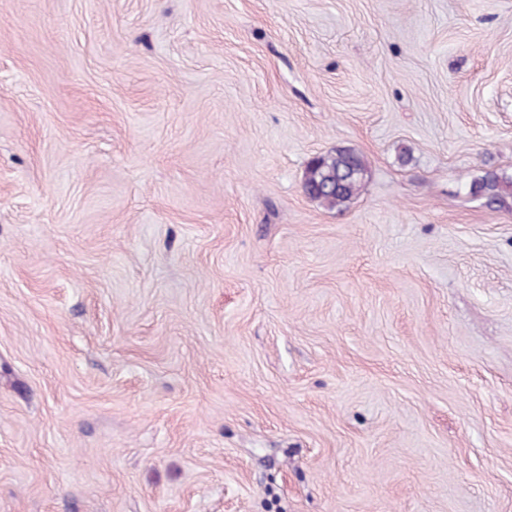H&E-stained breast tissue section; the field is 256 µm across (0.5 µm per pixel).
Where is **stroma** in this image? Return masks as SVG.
Here are the masks:
<instances>
[{"instance_id": "obj_1", "label": "stroma", "mask_w": 512, "mask_h": 512, "mask_svg": "<svg viewBox=\"0 0 512 512\" xmlns=\"http://www.w3.org/2000/svg\"><path fill=\"white\" fill-rule=\"evenodd\" d=\"M487 169L512 0H0V512H512ZM367 168L363 159L350 149H337L313 157L307 164L303 190L329 209L345 206L360 191Z\"/></svg>"}]
</instances>
